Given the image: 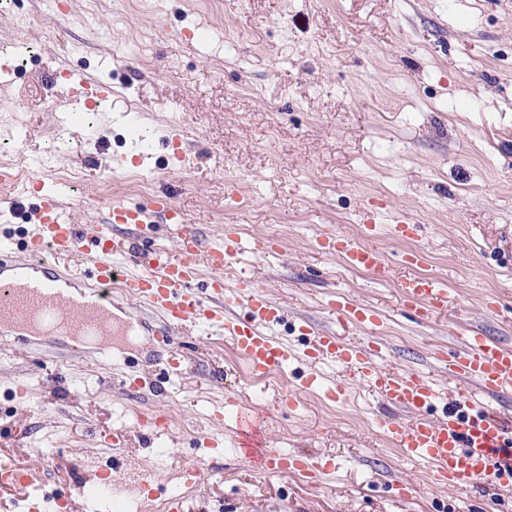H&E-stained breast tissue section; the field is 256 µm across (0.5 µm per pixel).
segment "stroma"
Wrapping results in <instances>:
<instances>
[{"label":"stroma","mask_w":512,"mask_h":512,"mask_svg":"<svg viewBox=\"0 0 512 512\" xmlns=\"http://www.w3.org/2000/svg\"><path fill=\"white\" fill-rule=\"evenodd\" d=\"M67 2L62 17L53 0H0V37L20 45L0 71V166L26 163L20 183L0 185L13 259L28 256L43 186L89 232L112 202L165 194L207 243L228 224L245 240L276 239L278 254L242 252L224 282L248 276L280 302L274 333L292 343L305 341L302 317L335 329L333 304L346 299L379 317L347 339L379 336L386 368H417L443 386L452 381L437 358L457 349L459 329L512 346V0H163L158 11L139 0ZM65 70L111 83L93 124L66 119ZM134 124L151 153L142 165L129 159ZM173 132L186 166L172 159ZM324 227L359 240L373 232L383 269L322 254ZM412 250L448 289L446 310L424 324L398 288ZM179 342L189 361L171 383L143 331L108 358L63 336L0 335V457L37 476L26 487L0 481V512H22L28 495L53 512L107 462L118 483L155 465L158 485L129 498L147 512H163L174 492L182 512H512L492 479L441 489L404 459L377 433L382 406L364 383L336 402L304 388L306 366L253 381L223 336ZM128 373L139 389H125ZM287 393L298 399L290 410L279 405ZM241 404L263 414L269 447L317 454L327 472L309 481L243 457ZM158 409L167 428L150 440L137 414ZM217 411L216 450L207 440ZM117 427L129 440L102 446ZM188 465L205 472L191 487Z\"/></svg>","instance_id":"35a3bbf8"}]
</instances>
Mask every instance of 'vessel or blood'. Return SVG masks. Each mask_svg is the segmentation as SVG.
<instances>
[{
    "label": "vessel or blood",
    "mask_w": 512,
    "mask_h": 512,
    "mask_svg": "<svg viewBox=\"0 0 512 512\" xmlns=\"http://www.w3.org/2000/svg\"><path fill=\"white\" fill-rule=\"evenodd\" d=\"M66 78L75 93L74 109L113 95L111 85L89 83L77 72L67 71ZM155 216L177 228L174 250L141 255L115 230L119 224L141 227ZM36 220L26 249L40 256V278L20 281L17 265L6 258L13 241L8 236L0 238V329L71 336L106 351L117 332L112 307L120 299L160 319L161 326L152 335L167 348L162 361L165 374L179 375L186 363L187 355L176 347L175 335L216 329L230 338L238 358L255 375L305 364L309 372L304 386L324 388L333 400L343 398L354 382L366 383L392 410L379 419V433L406 459L426 464L437 486L446 489L493 475L501 485L512 487V431L493 408L494 402L512 395L511 347L479 332L462 337L447 361L455 380L450 388L435 384L418 369L382 368L379 361L388 348L376 336L353 343L338 332L306 323L302 329L312 337L313 345L298 350L270 332L283 318L281 304L258 291L249 278L238 279L232 288L224 285L222 273L233 257L245 248L258 256L269 255L277 249L272 239H256L246 246L237 233L228 231L222 242L200 246L184 212L166 195L134 205L112 203L107 220L88 236L69 221L55 193L42 194ZM316 243L323 253L341 255L350 269L382 266L381 252L370 243L327 233L317 235ZM75 256L81 259L76 271L61 267V260ZM205 268L212 277L203 297L193 283ZM399 288L408 308L418 315L434 317L448 304L447 289L426 276L405 277ZM336 319L345 326H361L374 322L375 317L367 308L343 300L336 304ZM325 361L345 367V374L330 378L316 370V363ZM440 403L445 409L439 414L435 408ZM236 421L245 453L256 455L264 469L304 478L321 472L316 456L256 448L255 418L248 409H238Z\"/></svg>",
    "instance_id": "obj_1"
}]
</instances>
